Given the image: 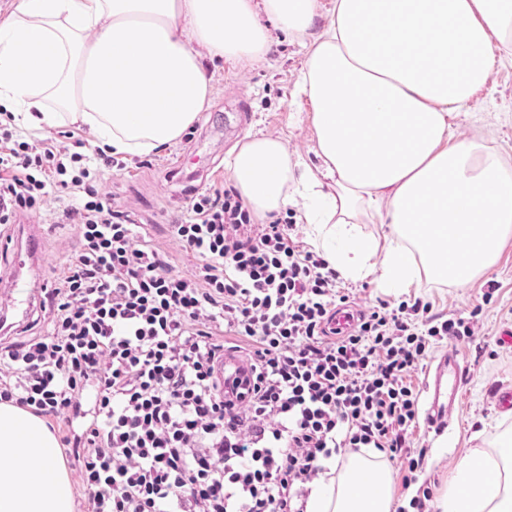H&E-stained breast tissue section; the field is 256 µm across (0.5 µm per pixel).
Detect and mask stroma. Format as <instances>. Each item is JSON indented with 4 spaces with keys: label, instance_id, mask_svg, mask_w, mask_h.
Masks as SVG:
<instances>
[{
    "label": "stroma",
    "instance_id": "35a3bbf8",
    "mask_svg": "<svg viewBox=\"0 0 512 512\" xmlns=\"http://www.w3.org/2000/svg\"><path fill=\"white\" fill-rule=\"evenodd\" d=\"M305 58L301 45L276 34L265 60L253 66L217 63L210 105L186 136L158 153L126 157L124 170L102 171L100 191L109 194L113 209L127 212L143 225L148 243L166 256L175 273H193L197 260L179 246L171 226L183 218L196 193L232 189L225 162L236 145L254 136L274 135L291 155L312 159V106L295 92ZM451 124L454 133L480 134L512 156V58L496 62L486 87L456 112ZM72 203L68 195L56 193L41 209L20 215L24 222L49 230L45 249L53 262L43 270L48 281L78 248L76 226L59 221ZM337 286L359 309L382 302L394 309L419 300L430 304L437 320L460 315L474 319L472 337L437 342L410 378L414 390H421L436 356L451 349L459 352L470 372L459 406L449 415L450 436H436L420 416L412 424L411 452L422 457L414 481H403L405 460L390 463L395 512H414L412 501L426 490L437 493L455 461L476 447L475 432L490 439L503 429L501 395L512 391V241L490 269L466 286L424 282L401 295L387 293L370 279H342Z\"/></svg>",
    "mask_w": 512,
    "mask_h": 512
}]
</instances>
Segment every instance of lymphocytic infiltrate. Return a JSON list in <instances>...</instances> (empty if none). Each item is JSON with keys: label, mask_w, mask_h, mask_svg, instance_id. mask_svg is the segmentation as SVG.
I'll return each instance as SVG.
<instances>
[{"label": "lymphocytic infiltrate", "mask_w": 512, "mask_h": 512, "mask_svg": "<svg viewBox=\"0 0 512 512\" xmlns=\"http://www.w3.org/2000/svg\"><path fill=\"white\" fill-rule=\"evenodd\" d=\"M87 149L0 124V224L65 193L80 239L45 290L46 334L0 345V400L65 421L85 512H303L340 449L407 456V379L432 341L471 335L468 318L381 306L328 339L348 301L336 271L231 190L189 200L172 234L197 265L176 274L99 191ZM244 345L252 388L233 397L213 367Z\"/></svg>", "instance_id": "1"}]
</instances>
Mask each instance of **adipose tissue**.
Instances as JSON below:
<instances>
[{
	"instance_id": "ef3b65f1",
	"label": "adipose tissue",
	"mask_w": 512,
	"mask_h": 512,
	"mask_svg": "<svg viewBox=\"0 0 512 512\" xmlns=\"http://www.w3.org/2000/svg\"><path fill=\"white\" fill-rule=\"evenodd\" d=\"M18 0L0 23V99L35 127L94 129L122 156L179 140L210 104L209 60L262 61L269 27L308 44L296 88L314 112L315 165L264 135L230 178L259 221L300 201L301 223L348 280L403 292L465 285L512 239V161L450 119L512 56V0ZM381 233L365 235L363 225ZM436 512H512V427L455 464ZM306 512H394L384 455L329 461ZM0 512H73L54 433L0 402Z\"/></svg>"
}]
</instances>
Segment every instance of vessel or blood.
I'll return each instance as SVG.
<instances>
[{
    "label": "vessel or blood",
    "mask_w": 512,
    "mask_h": 512,
    "mask_svg": "<svg viewBox=\"0 0 512 512\" xmlns=\"http://www.w3.org/2000/svg\"><path fill=\"white\" fill-rule=\"evenodd\" d=\"M46 231L40 224H22L14 233L0 240L1 249H12L15 261L8 274H0V285L17 287L20 280H27L30 286L25 298L13 300L9 311L1 313L4 332L16 330L20 324L29 321L39 312L46 286L41 276L42 268L49 257L42 244ZM248 368L243 357L236 353L227 354L215 367L217 380L224 381L242 376ZM469 372L456 352H448L436 360L430 379L425 380L423 393L427 401L425 421L428 426L441 425L449 411L457 406L467 383Z\"/></svg>",
    "instance_id": "1"
}]
</instances>
